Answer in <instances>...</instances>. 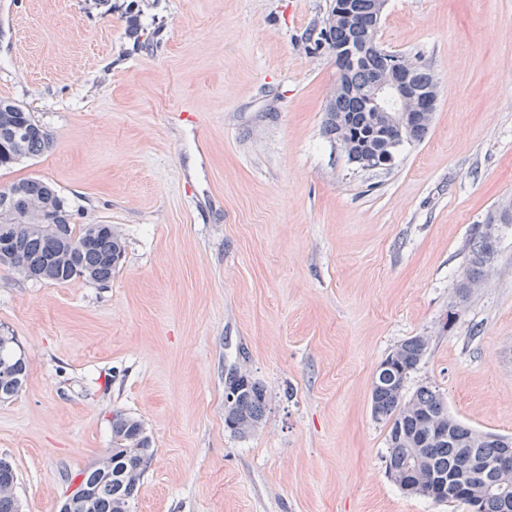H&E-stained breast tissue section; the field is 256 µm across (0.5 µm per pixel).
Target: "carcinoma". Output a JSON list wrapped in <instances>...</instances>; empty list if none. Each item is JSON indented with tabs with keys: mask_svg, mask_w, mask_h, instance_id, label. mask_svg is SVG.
Wrapping results in <instances>:
<instances>
[{
	"mask_svg": "<svg viewBox=\"0 0 512 512\" xmlns=\"http://www.w3.org/2000/svg\"><path fill=\"white\" fill-rule=\"evenodd\" d=\"M331 3L319 45L343 66L350 87L333 92L334 111L327 113L325 133L344 152L368 163L405 143L427 135L432 113L425 100L436 80L418 58L400 54V68L387 64L360 28L332 21ZM411 73L412 93L420 111L408 129L391 126L382 113L372 111L368 97L382 77L399 79ZM52 146L46 128L34 113L0 99V170ZM74 211L50 182L26 178L0 186V266L35 281L57 284L82 279L90 283L112 280L125 253V242L112 224H77ZM496 242L476 227L469 241L466 268L471 286H457L459 314L472 291L484 280L494 258ZM429 338L411 336L398 344L377 367L371 385L373 418L387 427L386 469L399 489L437 503L462 505L467 512H512V476L496 467L504 437L477 431L448 413L444 395L431 383H422L406 395L407 383L429 349ZM27 358L16 350L15 337L0 336V401L15 396L28 377ZM238 391L234 402L224 404V428L247 437L262 423L267 404L263 384L246 373H233ZM150 441L142 422L118 415L112 421V447L99 462L79 472L87 494L64 502L65 512H130L141 478L150 460ZM16 471L0 457V512H21L16 495Z\"/></svg>",
	"mask_w": 512,
	"mask_h": 512,
	"instance_id": "1",
	"label": "carcinoma"
}]
</instances>
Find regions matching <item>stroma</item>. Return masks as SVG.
I'll use <instances>...</instances> for the list:
<instances>
[{
    "label": "stroma",
    "mask_w": 512,
    "mask_h": 512,
    "mask_svg": "<svg viewBox=\"0 0 512 512\" xmlns=\"http://www.w3.org/2000/svg\"><path fill=\"white\" fill-rule=\"evenodd\" d=\"M119 2L0 0V98L53 138L0 184L47 180L126 245L105 284L0 267V336L29 363L0 403L23 512H58L118 414L151 441L132 512H462L391 481L370 389L423 335L411 385L512 436V224L448 317L472 227L512 202V0H387L382 45L439 97L376 170L324 130L331 0ZM234 367L269 397L244 438L224 427Z\"/></svg>",
    "instance_id": "1"
}]
</instances>
